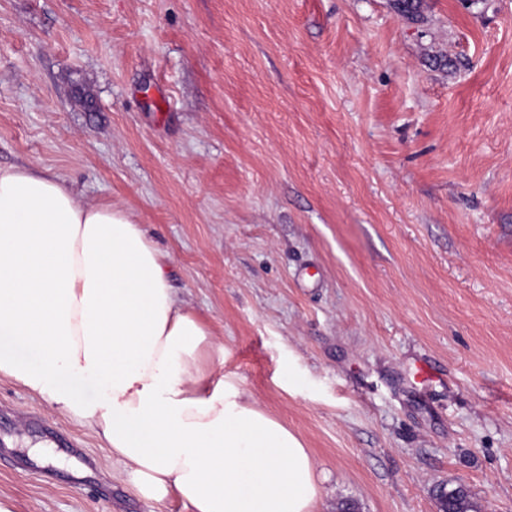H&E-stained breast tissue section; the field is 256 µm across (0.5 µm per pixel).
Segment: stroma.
<instances>
[{
  "label": "stroma",
  "instance_id": "stroma-1",
  "mask_svg": "<svg viewBox=\"0 0 512 512\" xmlns=\"http://www.w3.org/2000/svg\"><path fill=\"white\" fill-rule=\"evenodd\" d=\"M128 211L317 512H512V0H0V167ZM7 512H187L0 378ZM447 491L445 486L436 490V497L442 502V507L446 508L443 512H480L467 487L457 485Z\"/></svg>",
  "mask_w": 512,
  "mask_h": 512
}]
</instances>
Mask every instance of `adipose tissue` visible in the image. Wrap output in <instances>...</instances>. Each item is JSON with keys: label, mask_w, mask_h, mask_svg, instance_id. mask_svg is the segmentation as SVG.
I'll list each match as a JSON object with an SVG mask.
<instances>
[{"label": "adipose tissue", "mask_w": 512, "mask_h": 512, "mask_svg": "<svg viewBox=\"0 0 512 512\" xmlns=\"http://www.w3.org/2000/svg\"><path fill=\"white\" fill-rule=\"evenodd\" d=\"M126 211L60 176L0 168V377L89 427L148 501L188 512H315L301 440L225 375Z\"/></svg>", "instance_id": "obj_1"}]
</instances>
